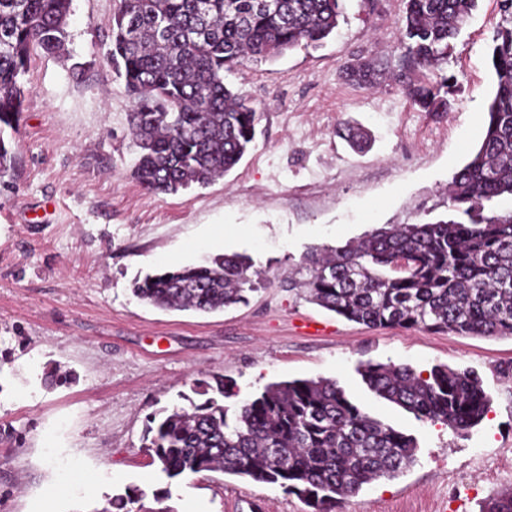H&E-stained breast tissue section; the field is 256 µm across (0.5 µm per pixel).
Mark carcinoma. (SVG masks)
Returning <instances> with one entry per match:
<instances>
[{
	"mask_svg": "<svg viewBox=\"0 0 512 512\" xmlns=\"http://www.w3.org/2000/svg\"><path fill=\"white\" fill-rule=\"evenodd\" d=\"M478 0H403V52L396 80L410 103L437 117L451 106L447 76L455 40ZM120 0L108 61L133 100L129 124L138 149L134 178L150 194L206 186L231 171L255 140L259 115L224 83L246 60H274L298 47L323 46L343 15V0ZM71 0H0V181L15 156L3 132L15 128L32 53L54 54L66 37ZM504 24L488 55L495 91L483 138L448 183V219L373 229L331 250L314 249L288 284L303 298L367 327L512 338V210L487 208L512 196V0H500ZM341 75L378 84L370 60L344 64ZM248 258L220 254L198 264L147 274L133 294L166 310L222 311L254 290ZM368 388L420 421L457 434L479 425L491 400L472 370L360 363ZM237 392L216 381L194 389L205 400L176 407L151 433L148 450L169 478L222 471L278 483L312 512H335L336 500L415 460V439L371 417L334 379L271 383L234 408L209 396ZM482 512H512V493Z\"/></svg>",
	"mask_w": 512,
	"mask_h": 512,
	"instance_id": "1",
	"label": "carcinoma"
}]
</instances>
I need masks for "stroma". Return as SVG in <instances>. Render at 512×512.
Instances as JSON below:
<instances>
[{
  "label": "stroma",
  "mask_w": 512,
  "mask_h": 512,
  "mask_svg": "<svg viewBox=\"0 0 512 512\" xmlns=\"http://www.w3.org/2000/svg\"><path fill=\"white\" fill-rule=\"evenodd\" d=\"M117 5L72 0L64 52L33 55L17 125L0 134L16 157L0 185V512H102L130 487L144 492L131 512H157L163 490L174 512H251L256 499L262 512H311L276 484L170 480L153 463L148 417L219 376L249 398L272 382L332 378L415 438L411 466L336 512H481L512 492V338L370 328L288 287L312 248L446 215L448 183L483 133L499 0H479L463 27L444 68L457 92L435 119L392 78L374 90L340 78L355 55L391 67L401 52L402 0H346L322 47L225 73L260 115L256 139L223 178L175 195L132 176L133 103L106 61ZM348 123L369 131L368 149L350 145ZM206 253L250 257L247 303L200 314L133 296L137 276ZM367 360L474 370L491 410L465 435L417 420L366 387L356 367Z\"/></svg>",
  "instance_id": "stroma-1"
}]
</instances>
